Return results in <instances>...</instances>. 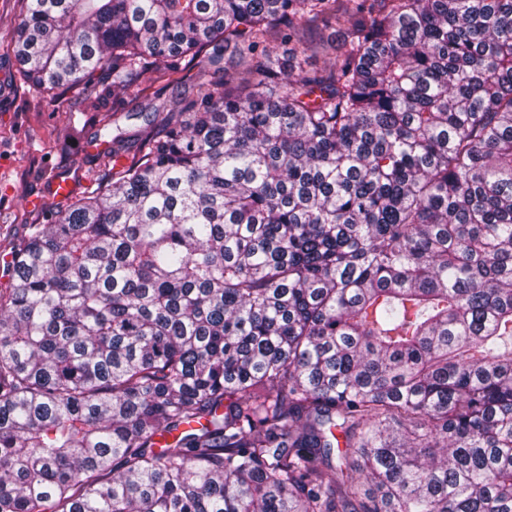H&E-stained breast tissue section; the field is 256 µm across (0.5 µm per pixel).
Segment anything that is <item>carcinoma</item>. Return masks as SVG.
Wrapping results in <instances>:
<instances>
[{
	"instance_id": "carcinoma-1",
	"label": "carcinoma",
	"mask_w": 512,
	"mask_h": 512,
	"mask_svg": "<svg viewBox=\"0 0 512 512\" xmlns=\"http://www.w3.org/2000/svg\"><path fill=\"white\" fill-rule=\"evenodd\" d=\"M18 3L154 116L7 262L0 512H512V0Z\"/></svg>"
}]
</instances>
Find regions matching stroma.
Instances as JSON below:
<instances>
[{
  "instance_id": "1",
  "label": "stroma",
  "mask_w": 512,
  "mask_h": 512,
  "mask_svg": "<svg viewBox=\"0 0 512 512\" xmlns=\"http://www.w3.org/2000/svg\"><path fill=\"white\" fill-rule=\"evenodd\" d=\"M18 63L0 48V257L29 225L52 216L29 207L30 199L53 201L57 184L80 193L107 146L89 114L58 112L49 96L15 79Z\"/></svg>"
}]
</instances>
